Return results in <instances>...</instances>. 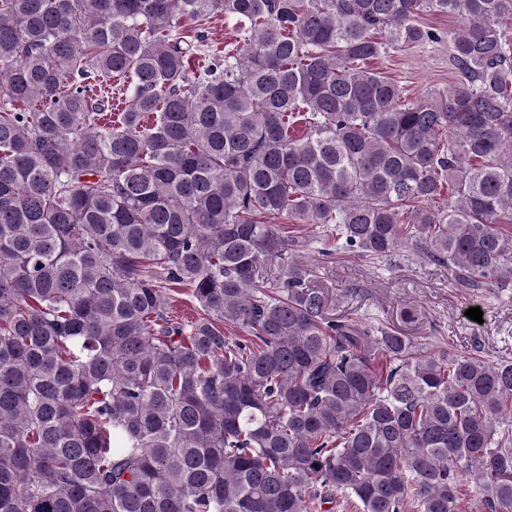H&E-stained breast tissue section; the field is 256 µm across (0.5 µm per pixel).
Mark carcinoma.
Instances as JSON below:
<instances>
[{"label": "carcinoma", "instance_id": "obj_1", "mask_svg": "<svg viewBox=\"0 0 512 512\" xmlns=\"http://www.w3.org/2000/svg\"><path fill=\"white\" fill-rule=\"evenodd\" d=\"M218 16L243 45L209 49ZM511 22L512 0H0V512H462L467 488L512 512V362L336 315L270 223L508 295ZM444 41L454 81L414 102L368 66Z\"/></svg>", "mask_w": 512, "mask_h": 512}]
</instances>
